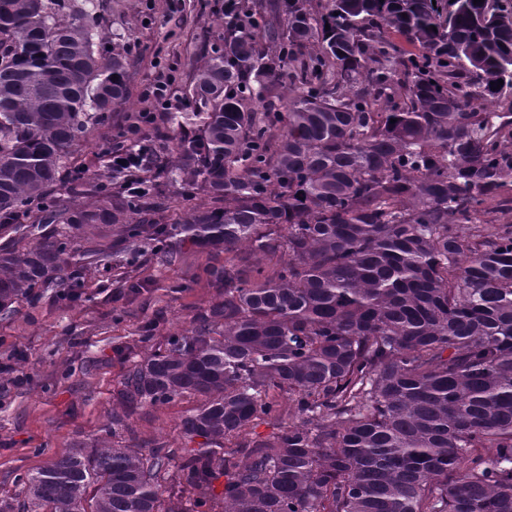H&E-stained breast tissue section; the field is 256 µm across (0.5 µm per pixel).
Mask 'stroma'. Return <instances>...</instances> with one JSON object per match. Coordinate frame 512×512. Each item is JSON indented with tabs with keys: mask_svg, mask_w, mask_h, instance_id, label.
<instances>
[{
	"mask_svg": "<svg viewBox=\"0 0 512 512\" xmlns=\"http://www.w3.org/2000/svg\"><path fill=\"white\" fill-rule=\"evenodd\" d=\"M170 2L103 0L109 41L128 47L131 98L79 150L81 165L100 179L110 177L101 145L146 109L144 87L161 73L180 91L190 78L192 58L221 20L206 0H181L176 13ZM223 261V253L192 248L167 264L141 255L128 282L120 283L106 257L89 273L79 298L48 292L19 301L13 315L0 317V363L14 349L26 352L19 363L21 381L0 377V500L17 502L16 476L75 444L103 439L129 359L190 328L194 315L217 300L205 269ZM196 404L188 397L144 408L131 421V440L145 451L163 443L182 452L179 424Z\"/></svg>",
	"mask_w": 512,
	"mask_h": 512,
	"instance_id": "35a3bbf8",
	"label": "stroma"
}]
</instances>
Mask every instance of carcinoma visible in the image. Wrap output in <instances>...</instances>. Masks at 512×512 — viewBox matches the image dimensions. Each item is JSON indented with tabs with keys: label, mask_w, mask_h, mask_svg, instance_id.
<instances>
[{
	"label": "carcinoma",
	"mask_w": 512,
	"mask_h": 512,
	"mask_svg": "<svg viewBox=\"0 0 512 512\" xmlns=\"http://www.w3.org/2000/svg\"><path fill=\"white\" fill-rule=\"evenodd\" d=\"M509 67L485 0H232L182 89L198 134L39 209L129 61L95 0H0V315L78 296L79 235L116 238L118 272L173 238L224 251V300L131 362L105 427L192 396L200 446L78 444L19 478L23 509L512 512Z\"/></svg>",
	"instance_id": "carcinoma-1"
}]
</instances>
